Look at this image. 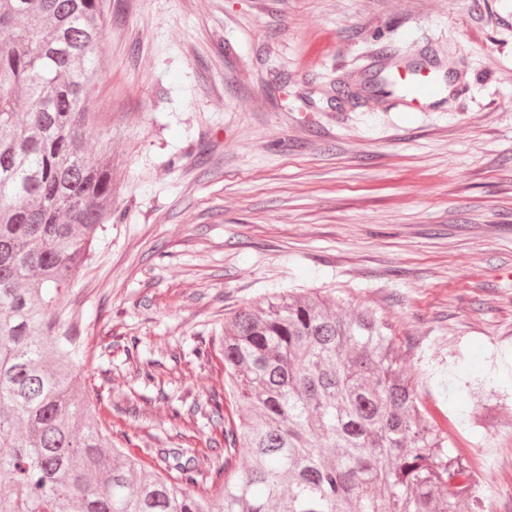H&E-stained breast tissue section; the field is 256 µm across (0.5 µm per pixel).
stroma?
Listing matches in <instances>:
<instances>
[{
    "label": "stroma",
    "mask_w": 512,
    "mask_h": 512,
    "mask_svg": "<svg viewBox=\"0 0 512 512\" xmlns=\"http://www.w3.org/2000/svg\"><path fill=\"white\" fill-rule=\"evenodd\" d=\"M104 47L125 218L66 303L116 446L192 449L210 495L225 318L318 289L382 309L512 512V0H110ZM425 52L462 92L401 111L374 73Z\"/></svg>",
    "instance_id": "stroma-1"
}]
</instances>
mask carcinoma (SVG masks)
Masks as SVG:
<instances>
[{
  "label": "carcinoma",
  "instance_id": "cac0c4a2",
  "mask_svg": "<svg viewBox=\"0 0 512 512\" xmlns=\"http://www.w3.org/2000/svg\"><path fill=\"white\" fill-rule=\"evenodd\" d=\"M104 0H0V512H486L448 416L408 376L378 309L272 293L224 322V483L192 491L188 448L121 451L80 384L66 298L112 223L116 158L97 125Z\"/></svg>",
  "mask_w": 512,
  "mask_h": 512
}]
</instances>
